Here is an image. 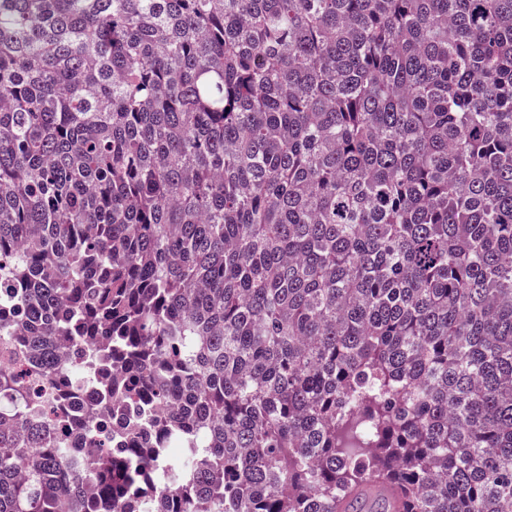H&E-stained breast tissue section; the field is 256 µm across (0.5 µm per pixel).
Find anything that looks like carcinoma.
<instances>
[{
  "label": "carcinoma",
  "instance_id": "1",
  "mask_svg": "<svg viewBox=\"0 0 512 512\" xmlns=\"http://www.w3.org/2000/svg\"><path fill=\"white\" fill-rule=\"evenodd\" d=\"M0 358V512H512V0H0Z\"/></svg>",
  "mask_w": 512,
  "mask_h": 512
}]
</instances>
